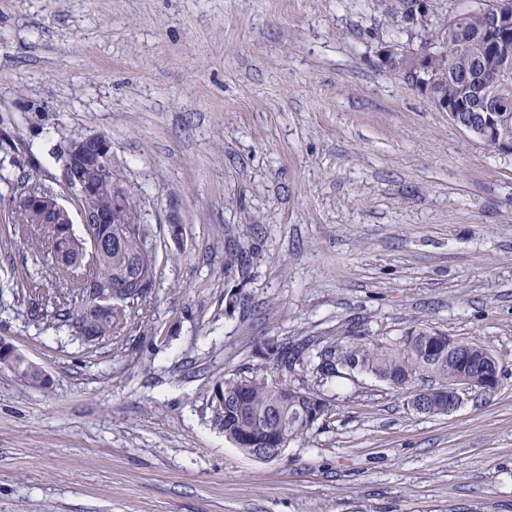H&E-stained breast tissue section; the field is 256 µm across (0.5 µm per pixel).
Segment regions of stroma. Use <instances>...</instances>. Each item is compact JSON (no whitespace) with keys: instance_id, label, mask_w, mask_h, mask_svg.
<instances>
[{"instance_id":"stroma-1","label":"stroma","mask_w":512,"mask_h":512,"mask_svg":"<svg viewBox=\"0 0 512 512\" xmlns=\"http://www.w3.org/2000/svg\"><path fill=\"white\" fill-rule=\"evenodd\" d=\"M400 0H0V196L60 190L102 134L157 255L114 335L13 297L51 260L0 213V512H512V155L385 64ZM180 225L172 239L170 225ZM358 324L484 345L500 373L454 414L370 376L306 378L333 411L264 461L214 394L269 342ZM1 357L3 359V362L13 365L10 367H5L4 364H1L0 362V370H8L17 375L18 377H20L21 379L25 380L29 384L35 386L46 385V378L44 377L42 370L37 365H35V368H26V364L21 361L18 364H14L20 359L25 360V358L21 354H19L14 347L4 342H2V344L0 343V360Z\"/></svg>"}]
</instances>
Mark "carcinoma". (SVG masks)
Masks as SVG:
<instances>
[{
    "instance_id": "carcinoma-1",
    "label": "carcinoma",
    "mask_w": 512,
    "mask_h": 512,
    "mask_svg": "<svg viewBox=\"0 0 512 512\" xmlns=\"http://www.w3.org/2000/svg\"><path fill=\"white\" fill-rule=\"evenodd\" d=\"M430 22L434 35L422 44V48L431 50L427 62L432 77L430 102L467 101L468 105L457 113L455 125L478 130L486 112L484 102L473 91L484 73L500 64V45L512 50V31H503L496 41L488 40L481 33L483 20L475 14H462L449 22L433 16ZM387 65L406 83L415 85L411 59L405 58L397 66L389 60ZM114 197L119 198L116 208L112 205ZM17 198L18 194L11 195L17 203L18 223L39 230L38 237L29 239V249L41 251L52 241L63 257L62 263L52 266L59 288L54 295L41 299V306H52L58 320L88 342L113 335L123 327L125 311L89 312L87 289L82 278L75 275L83 262L86 229L77 234L67 232L66 224H46L41 212L29 209ZM94 201L106 217V223L94 225L96 233L112 241L98 261L96 278L125 289L132 303L147 297L156 287V255L147 247L135 203L115 179L99 188ZM452 342L454 338L444 332L411 327L389 344L375 343L360 334L343 344L317 348L309 339L291 347L268 343L269 366L248 376L228 377L219 384V425L225 439L249 456L259 448H286L312 429L313 423L307 421L312 408L319 407L323 416L331 412L327 399L309 387L295 385L290 377L310 375L324 381L350 379L356 373L370 375L409 398L424 385L435 389L424 414L441 416L447 407L443 390L455 385L462 375L470 376L474 387L487 390L482 374L490 351L481 344L460 341L459 352L452 355L448 353ZM4 368L0 363V370ZM6 369L32 385H46L38 367L20 362Z\"/></svg>"
}]
</instances>
